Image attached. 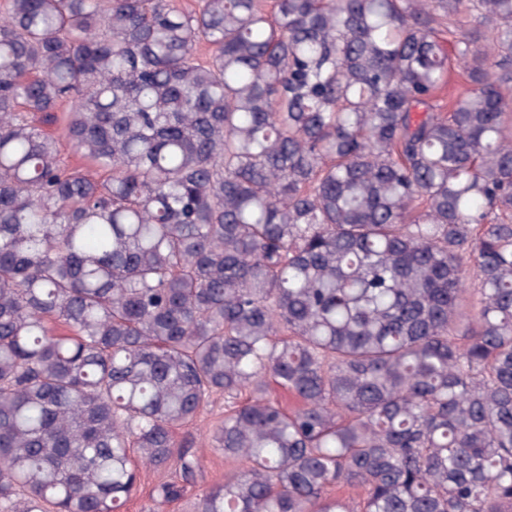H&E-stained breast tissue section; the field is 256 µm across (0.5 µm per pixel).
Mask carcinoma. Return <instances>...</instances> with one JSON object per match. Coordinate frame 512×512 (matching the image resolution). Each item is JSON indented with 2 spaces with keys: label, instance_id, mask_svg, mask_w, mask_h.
<instances>
[{
  "label": "carcinoma",
  "instance_id": "carcinoma-1",
  "mask_svg": "<svg viewBox=\"0 0 512 512\" xmlns=\"http://www.w3.org/2000/svg\"><path fill=\"white\" fill-rule=\"evenodd\" d=\"M221 395L201 512H512V0H4L0 512Z\"/></svg>",
  "mask_w": 512,
  "mask_h": 512
}]
</instances>
